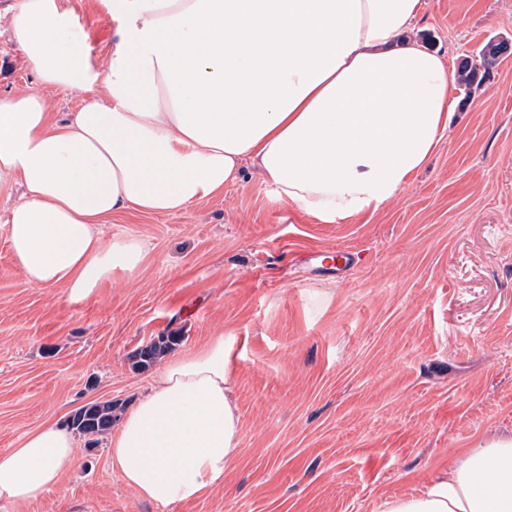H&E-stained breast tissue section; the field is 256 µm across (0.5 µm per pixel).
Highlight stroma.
<instances>
[{"mask_svg": "<svg viewBox=\"0 0 512 512\" xmlns=\"http://www.w3.org/2000/svg\"><path fill=\"white\" fill-rule=\"evenodd\" d=\"M94 54L112 23L70 0ZM419 37L449 69L512 41V0H422ZM35 78L0 21V93ZM457 102L446 136L374 216L319 224L245 163L240 183L188 212L122 216L106 234L146 258L94 298L28 286L0 237V452L46 422L109 400L127 409L154 369L132 355L179 332L178 350L240 336L239 454L206 497L164 507L77 437L62 482L24 512H376L419 495L476 443L512 435V55ZM357 253L336 277L313 254Z\"/></svg>", "mask_w": 512, "mask_h": 512, "instance_id": "obj_1", "label": "stroma"}]
</instances>
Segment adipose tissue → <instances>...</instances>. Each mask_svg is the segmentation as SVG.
I'll return each instance as SVG.
<instances>
[{
    "mask_svg": "<svg viewBox=\"0 0 512 512\" xmlns=\"http://www.w3.org/2000/svg\"><path fill=\"white\" fill-rule=\"evenodd\" d=\"M104 58L72 36L67 0L0 8L37 87L0 94V225L25 282L83 302L133 274L124 213L187 212L252 161L275 196L322 224L378 211L429 162L456 101L444 59L415 33L421 0H95ZM81 100L53 111L45 89ZM239 338L166 356L110 434L113 471L145 500L198 499L239 453L231 362ZM76 438L41 425L0 453V501L56 487ZM378 512H512V437L478 443L419 495Z\"/></svg>",
    "mask_w": 512,
    "mask_h": 512,
    "instance_id": "1",
    "label": "adipose tissue"
}]
</instances>
